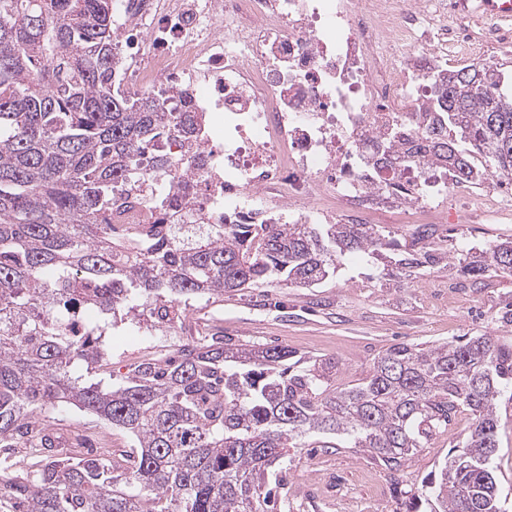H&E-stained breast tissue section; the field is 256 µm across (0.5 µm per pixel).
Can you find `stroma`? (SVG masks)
<instances>
[{"instance_id":"stroma-1","label":"stroma","mask_w":512,"mask_h":512,"mask_svg":"<svg viewBox=\"0 0 512 512\" xmlns=\"http://www.w3.org/2000/svg\"><path fill=\"white\" fill-rule=\"evenodd\" d=\"M435 230V263L407 278L386 276L388 256L367 262L350 255L320 287L260 283L219 298L194 297L183 305L180 320L169 326L154 325L140 310L130 311L112 334L109 371L96 369L91 377L120 380L144 355L170 359L180 346L204 336H220L238 346H285L308 356L333 357L348 381L363 375L375 357L395 344L428 346L481 334L511 339L512 325H501L496 314L512 300V277L497 278L490 288L462 287L461 275L448 265V251L464 242L482 248L512 238V216L499 224L450 222ZM499 416L494 467L502 506L512 512L511 402L500 405ZM40 420L77 457L98 455L97 450L73 446V434L83 430L102 428L114 448L126 451L133 445L125 432L99 425L95 415L73 407L41 415ZM464 430V425H453L434 435L394 474L358 448L328 455L318 448L295 449L281 474L282 494L300 504V512H345L338 499L339 489L345 487L352 500L368 503L370 512H405L395 481L420 485L437 471Z\"/></svg>"}]
</instances>
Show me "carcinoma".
<instances>
[{"instance_id":"cac0c4a2","label":"carcinoma","mask_w":512,"mask_h":512,"mask_svg":"<svg viewBox=\"0 0 512 512\" xmlns=\"http://www.w3.org/2000/svg\"><path fill=\"white\" fill-rule=\"evenodd\" d=\"M112 0H0V449L40 448L25 476L0 465V512H268L290 448L346 440L396 473L460 413L468 432L438 472L410 493L430 512H503L494 475L497 404L512 389V343L482 334L429 347L398 344L364 377L338 382L340 363L286 347L185 344L118 384L85 381L109 361L123 311L157 324L181 304L260 281L316 288L336 258L391 246L379 224H149L115 250L112 193L139 166L166 171L151 143L198 139L195 112H159L115 85L120 49ZM500 68L450 66L433 87L438 130L417 161L474 188L512 183V94ZM408 250L389 275L431 262ZM473 284L512 275V238L448 254ZM92 313L70 334L74 305ZM129 433L126 464L75 458L34 413L62 405Z\"/></svg>"}]
</instances>
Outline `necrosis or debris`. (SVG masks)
<instances>
[{"label": "necrosis or debris", "instance_id": "4bbe7bcc", "mask_svg": "<svg viewBox=\"0 0 512 512\" xmlns=\"http://www.w3.org/2000/svg\"><path fill=\"white\" fill-rule=\"evenodd\" d=\"M139 38L120 37L122 91L163 112H210L193 159L178 137L158 153L187 173L145 168L148 194L112 200L126 233L143 224H441L447 210L491 224L498 205L437 165L392 161L384 134L420 140L432 76L494 63L512 42L496 18L472 23L447 0H118ZM175 195L159 207L161 194Z\"/></svg>", "mask_w": 512, "mask_h": 512}]
</instances>
